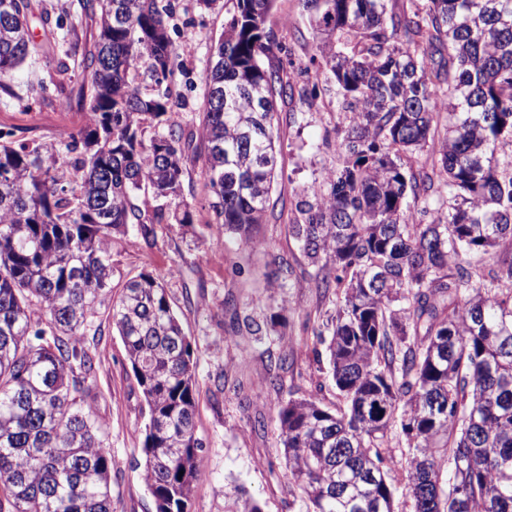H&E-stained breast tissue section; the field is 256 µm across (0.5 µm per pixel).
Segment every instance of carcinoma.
I'll use <instances>...</instances> for the list:
<instances>
[{"instance_id": "carcinoma-1", "label": "carcinoma", "mask_w": 512, "mask_h": 512, "mask_svg": "<svg viewBox=\"0 0 512 512\" xmlns=\"http://www.w3.org/2000/svg\"><path fill=\"white\" fill-rule=\"evenodd\" d=\"M276 0H237L205 76L199 133L170 123L179 70L171 0H85L95 20L60 146L0 135V512H112L108 438L90 412L81 336L112 283V232L166 218L201 164L211 223L245 244L271 204L277 101L312 105L264 60L284 50ZM316 40L300 69L336 90L342 162L297 199L290 232L336 295L317 339L345 408L277 410L299 512H394L380 448L407 451L412 512H512V0H298ZM31 0H0V89L31 54ZM447 114L432 159L416 157ZM161 131L150 141L143 124ZM497 253L493 262L486 256ZM128 281L112 325L142 389L143 479L156 512H191L201 476L196 365L163 285ZM42 317L34 318L35 310ZM287 356L270 362L285 388Z\"/></svg>"}]
</instances>
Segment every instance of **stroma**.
Returning a JSON list of instances; mask_svg holds the SVG:
<instances>
[{"mask_svg": "<svg viewBox=\"0 0 512 512\" xmlns=\"http://www.w3.org/2000/svg\"><path fill=\"white\" fill-rule=\"evenodd\" d=\"M32 40L39 46L11 79L10 92L0 91V132L15 138L59 143L62 136L83 127L80 108L64 111L55 88L57 60L67 48L92 49L96 26L80 0H31ZM171 37L180 54L175 91L182 104L170 118L198 130L204 78L211 48L236 10V0H173ZM51 24H43V16ZM268 27L299 57L314 53L313 40L293 44L296 30H307L297 0H277ZM340 116L333 93L321 91L320 101L300 100L278 106L274 122L278 176L273 213L259 229L258 246L240 244L210 221L209 191L200 168L188 165L182 196L192 205L189 224H158L150 239L136 226L112 236V289L130 279L160 272L197 361V433L204 441L202 476L192 498V512H228L237 496L260 503L262 512H296L288 492L276 413L288 396L315 395L329 408L341 406L326 362L314 354V327L336 311L335 296L315 286V269L290 235L297 198L338 162L334 128ZM290 263L278 270L279 258ZM266 324L267 332L251 335L243 316ZM95 359L91 380V412L104 425L112 455L113 512H156L143 479L144 426L148 408L121 337L112 327L111 305L103 303L84 338ZM287 354L292 369L286 392L267 383L269 361Z\"/></svg>", "mask_w": 512, "mask_h": 512, "instance_id": "35a3bbf8", "label": "stroma"}]
</instances>
